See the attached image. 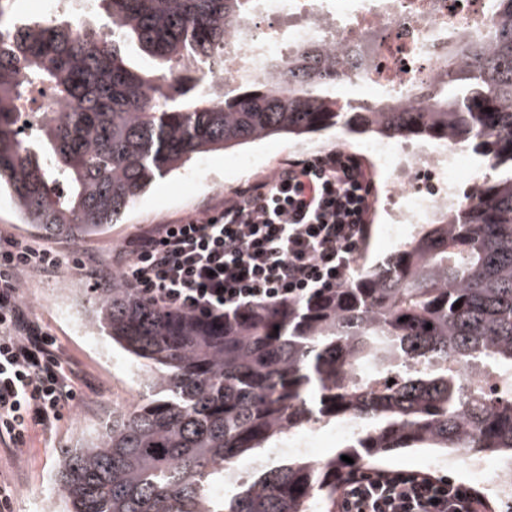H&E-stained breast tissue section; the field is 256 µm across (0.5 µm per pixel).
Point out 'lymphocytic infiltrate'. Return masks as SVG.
<instances>
[{
  "mask_svg": "<svg viewBox=\"0 0 512 512\" xmlns=\"http://www.w3.org/2000/svg\"><path fill=\"white\" fill-rule=\"evenodd\" d=\"M371 181L342 150L288 161L223 203L128 240L111 264L89 259L101 287L120 276L152 305L188 315H236L340 287L370 230ZM47 247L0 234V446L55 428L90 383L23 302V271L55 274ZM335 512H488L464 484L406 469L350 470Z\"/></svg>",
  "mask_w": 512,
  "mask_h": 512,
  "instance_id": "1",
  "label": "lymphocytic infiltrate"
}]
</instances>
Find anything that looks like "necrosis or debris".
Returning <instances> with one entry per match:
<instances>
[{
	"instance_id": "1",
	"label": "necrosis or debris",
	"mask_w": 512,
	"mask_h": 512,
	"mask_svg": "<svg viewBox=\"0 0 512 512\" xmlns=\"http://www.w3.org/2000/svg\"><path fill=\"white\" fill-rule=\"evenodd\" d=\"M488 0H252L249 15L227 36L224 61L206 73L207 90L243 80L269 81L270 59L287 60L309 41L338 47L348 87L366 101L420 96L439 77L450 43L486 33ZM382 191L392 203L389 230L397 237L419 224H435L458 204L454 183L470 162L454 141L382 145ZM465 465L470 480L512 500V470L494 468L459 450L436 461Z\"/></svg>"
}]
</instances>
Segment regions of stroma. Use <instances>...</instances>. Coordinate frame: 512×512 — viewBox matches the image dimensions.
<instances>
[{"instance_id": "35a3bbf8", "label": "stroma", "mask_w": 512, "mask_h": 512, "mask_svg": "<svg viewBox=\"0 0 512 512\" xmlns=\"http://www.w3.org/2000/svg\"><path fill=\"white\" fill-rule=\"evenodd\" d=\"M370 135L342 140L328 130L304 138L274 137L256 144L199 157L188 169L157 182L137 199L116 224L84 243L50 238L29 224L19 223L13 202L0 197V231L15 238L44 245L60 253L63 264L51 278L35 274L23 277L22 298L33 314L57 338L75 367L94 385L77 407L65 414L50 432L34 431L17 455L0 450V478L15 484V495L0 512H43L44 505L58 507L59 496L53 474L60 457L72 450L77 440L101 431L111 422L117 402H136L142 390L141 373L130 358L103 333L88 324L86 301L97 282L85 270L87 254L109 262L129 239L157 224H169L223 201L246 183L270 176L288 160L324 152L336 146L359 157L373 183L382 180L379 161L366 147ZM197 182H189L191 173ZM383 194H375L368 240L359 256L361 265L383 261L400 246L388 232Z\"/></svg>"}]
</instances>
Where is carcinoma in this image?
Masks as SVG:
<instances>
[{
    "instance_id": "carcinoma-1",
    "label": "carcinoma",
    "mask_w": 512,
    "mask_h": 512,
    "mask_svg": "<svg viewBox=\"0 0 512 512\" xmlns=\"http://www.w3.org/2000/svg\"><path fill=\"white\" fill-rule=\"evenodd\" d=\"M11 4L0 0V195L50 237L85 242L194 157L272 136L450 138L491 162L445 223L315 298L202 318L117 276L97 290L89 319L140 362L143 397L61 460L65 512H333L343 455L357 467L415 448L512 458V395L471 376L512 370V0H492L490 36L448 48L426 95L375 106L331 94L345 63L313 43L273 63L270 83L206 90L202 66L219 62L247 0H97L107 21L79 26L18 19ZM132 49L162 67H130ZM337 419L373 425L337 456L214 493L244 452Z\"/></svg>"
}]
</instances>
